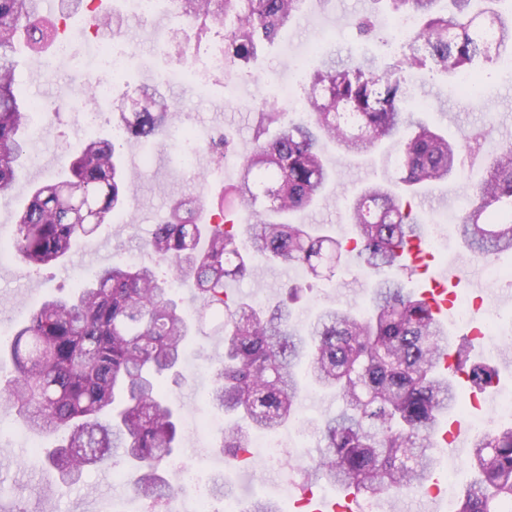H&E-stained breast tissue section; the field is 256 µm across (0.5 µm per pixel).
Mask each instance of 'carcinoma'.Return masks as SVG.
Here are the masks:
<instances>
[{
	"instance_id": "1",
	"label": "carcinoma",
	"mask_w": 512,
	"mask_h": 512,
	"mask_svg": "<svg viewBox=\"0 0 512 512\" xmlns=\"http://www.w3.org/2000/svg\"><path fill=\"white\" fill-rule=\"evenodd\" d=\"M301 0H172L198 30L224 31V60L249 61L273 41ZM412 14L416 27L399 40L392 64L331 54L308 68L307 115L285 121L262 103L255 148L231 190L198 219L201 202L181 198L156 225L150 263L105 266L68 296H52L33 310L0 355V397L29 432L53 437L44 461L65 484L123 449L132 493L156 508L176 494L159 473L178 453L179 408L165 390L180 384L193 324L174 298L176 283L192 282L224 333V361L211 369L209 404L224 412L222 448L246 451L250 433H274L297 420L304 382L336 395L340 407L321 426L318 460L302 468L303 484L322 479L354 493L360 505L399 496L425 484L436 466L434 432L457 405L456 372L478 389L497 379L494 367L457 347V364L439 367L452 344L421 294L391 275L406 267L407 238L426 233L408 200L426 185L459 175L476 138L452 141L404 109L406 74L427 68L460 77L512 52V23L481 7L485 0H387ZM60 38L40 0H0V192L13 186L26 160L24 139L32 104L16 94L15 54L40 52ZM120 136L150 143L166 128L171 109L156 95L131 99ZM391 139L386 160L396 177L372 182L349 203L352 235L339 240L286 217L315 206L333 179L326 140L353 155ZM118 139H94L68 154L63 173L36 187L17 213L13 245L30 266L67 261L80 241L107 223L132 192ZM250 210L248 241L228 226L239 206ZM472 259L490 262L512 252V150L499 152L475 185L456 225ZM355 256L370 279V306L361 315L322 310L304 330L293 325L303 292L287 289L271 308L232 301L225 285L254 277L260 262L299 265L331 280ZM471 479L455 512H512V423L472 440Z\"/></svg>"
}]
</instances>
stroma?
<instances>
[{
  "instance_id": "1",
  "label": "stroma",
  "mask_w": 512,
  "mask_h": 512,
  "mask_svg": "<svg viewBox=\"0 0 512 512\" xmlns=\"http://www.w3.org/2000/svg\"><path fill=\"white\" fill-rule=\"evenodd\" d=\"M99 2L102 10L121 15L123 20L120 30L102 32L101 40L117 43L132 53L125 74L110 82L111 103L90 101L83 87L73 81L74 74L89 71L91 63L81 37L83 14L73 15L68 21L67 58H57L49 48L38 54L25 50L19 57V98L42 99L50 104L51 110L39 121L43 136L29 142L28 168L22 170L9 192L0 194V344L4 346L9 344L16 324L46 297L69 292L97 268L122 263L127 255L143 252L146 240L173 201L201 195L211 201L217 199L228 178L237 177L238 166L224 165L204 152L195 169L185 170L174 146L175 137L186 127L203 137L220 130L229 139L231 154L249 156L255 146L257 88L269 85L294 68V59L286 54V46L319 41L325 51L341 56L366 54L384 63L393 60V51L385 44L388 33L384 24L393 21L394 16L383 0H302L280 37L263 45L249 64L210 71L200 81L190 77L184 83L171 84L160 81V74L177 65L183 56L204 60L222 42V35L212 32L196 36L166 6L153 16L142 18L128 14L120 0ZM360 15L369 16L374 22L371 38H358L351 25L352 19ZM40 67L49 70L53 79L37 87L31 83L29 74ZM456 85V79L420 72L406 103L407 109L425 111L430 126L448 137L479 132L486 135L481 153L466 162L457 178L426 189V196L449 199L445 206L419 208V215L428 223L442 217L458 222L484 168L500 151L502 142L512 138V77L501 64L488 65L482 72L481 93L476 98L463 96ZM137 89L159 90L173 115L169 127L153 145L146 147L134 140L124 142V163L135 175V189L127 204L115 211L97 233L83 240L70 262L26 266L14 256L11 240L15 215L27 202L32 187L54 176L65 152L79 141L111 137L120 122L119 105ZM81 112L100 113L101 119L93 130L80 126L77 115ZM145 156L150 157L151 164L144 169L140 160ZM325 160L335 170L336 181L316 207L297 214L296 219L322 226L342 238L351 232L347 210L350 197L365 185L382 180L385 168L377 151L356 156L330 145ZM293 281L290 265L272 263L264 265L259 280H244L237 288L242 296L272 303ZM455 292L482 301L476 320H449L455 341L468 340L477 321L492 324L496 334L491 339L489 356L499 363L502 373L496 393L467 401L460 421L469 428L475 418L491 414L501 398L512 397V366L505 364L501 353L504 346H512V287L486 278L481 289L460 284ZM369 298L367 280L346 271L330 282L314 281L312 292L295 307L297 320L306 323L325 307L347 308L359 314L368 309ZM200 328L185 359L187 381L172 388L171 394L181 404L184 419L208 422L210 430L202 438L185 435L179 460L204 473L223 475L227 488L244 504H251L258 497L295 502L303 483L300 469L316 458L320 446L318 424L335 411V400L311 386L302 391L298 422L280 432L285 448L279 469H271L257 457L240 463L238 468H226L218 433L223 414L207 401L210 369L224 358V340L214 334L210 320H203ZM469 451V445L448 444L447 456L436 469L440 483L450 489L447 499L434 500L413 492L402 497L401 512H451L470 480ZM126 471L122 452L117 449L112 453L107 475L91 469L80 483H59L55 471L40 465L35 448L30 447L29 437L19 427L11 409L0 405V512H145L146 501L133 498L125 489Z\"/></svg>"
}]
</instances>
